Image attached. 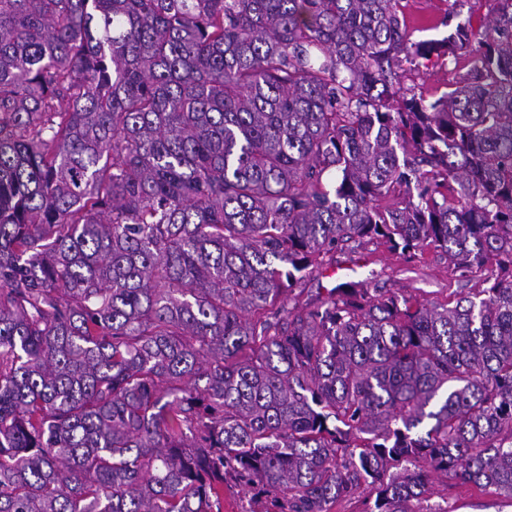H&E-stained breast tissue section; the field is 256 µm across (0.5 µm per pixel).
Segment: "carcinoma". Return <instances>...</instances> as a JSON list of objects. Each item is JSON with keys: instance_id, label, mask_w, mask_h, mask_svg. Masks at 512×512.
<instances>
[{"instance_id": "obj_1", "label": "carcinoma", "mask_w": 512, "mask_h": 512, "mask_svg": "<svg viewBox=\"0 0 512 512\" xmlns=\"http://www.w3.org/2000/svg\"><path fill=\"white\" fill-rule=\"evenodd\" d=\"M401 2L0 0V512L512 501V0ZM369 244L475 285L302 298ZM403 11L407 17L408 34L413 42L441 38L448 32L444 22L448 12L454 11L455 16L451 24L471 20L472 26L477 30L482 23V17L487 15L493 2L490 0H463V5L456 4V0H403ZM436 61L435 58L432 62L428 63V69L424 66L423 60H420L418 69L412 71L407 80V85H414L415 92L422 94L426 99H433L441 95L443 92L448 91V79L451 75L448 73V69H451L453 65H448V61L445 66H440L441 61L434 67L432 64ZM454 508L455 512H512V504L493 493L480 492L473 485L455 486L444 479L436 481L430 503H440Z\"/></svg>"}]
</instances>
